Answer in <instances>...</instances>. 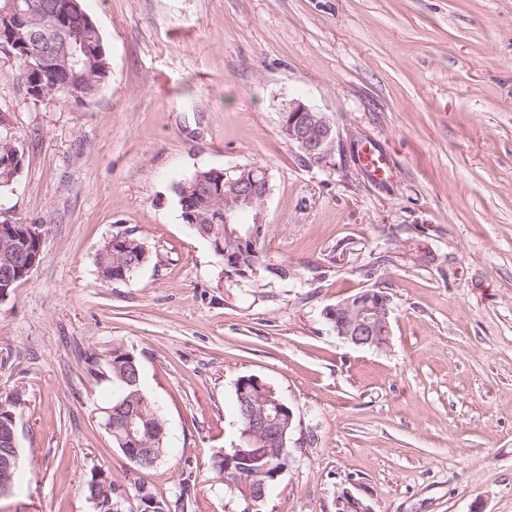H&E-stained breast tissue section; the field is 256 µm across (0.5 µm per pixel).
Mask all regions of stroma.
<instances>
[{"instance_id": "obj_1", "label": "stroma", "mask_w": 512, "mask_h": 512, "mask_svg": "<svg viewBox=\"0 0 512 512\" xmlns=\"http://www.w3.org/2000/svg\"><path fill=\"white\" fill-rule=\"evenodd\" d=\"M109 79L85 105L33 104L0 52V110L24 168L0 196L43 224L42 258L0 299V401L21 448L0 512H96L112 482L192 512H244L210 469L239 444L235 385L271 384L296 419L292 459L262 512H512V0H81ZM339 138L309 167L280 129L283 96ZM390 173L372 179L363 148ZM264 166L266 264L229 282L180 217L174 184L197 169ZM129 232L150 261L104 283L95 260ZM391 297L389 343L339 339L325 307ZM121 345L168 429L138 468L103 426ZM190 478L183 479L180 490L172 498L167 500H157L152 494L144 493L142 495L143 502L147 508H151L152 512H191L192 496ZM155 502L156 506H152Z\"/></svg>"}]
</instances>
